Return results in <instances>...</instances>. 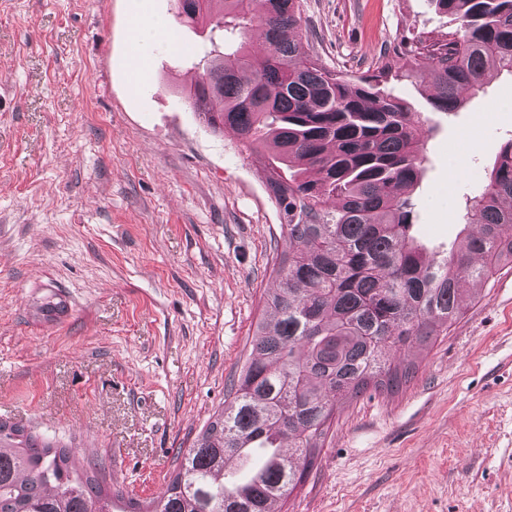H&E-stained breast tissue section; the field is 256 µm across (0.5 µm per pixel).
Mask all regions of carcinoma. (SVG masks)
<instances>
[{
    "mask_svg": "<svg viewBox=\"0 0 512 512\" xmlns=\"http://www.w3.org/2000/svg\"><path fill=\"white\" fill-rule=\"evenodd\" d=\"M459 28L418 37L402 64L346 79L310 54L299 0H183L185 21L219 41L187 98L215 131L233 128L264 166L283 210L278 286L264 302L251 353L164 494L128 512H274L305 482L335 403L394 392L416 372L392 365L427 349L460 317L463 286L512 264V139L463 221L476 228L434 258L408 231L426 118L393 80H429V103L455 112L491 70L512 74V0H433ZM260 27L265 51L251 52ZM244 448H273L259 481L237 494L224 468ZM114 500L67 445L0 420V512H112Z\"/></svg>",
    "mask_w": 512,
    "mask_h": 512,
    "instance_id": "1",
    "label": "carcinoma"
}]
</instances>
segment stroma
I'll use <instances>...</instances> for the list:
<instances>
[{
  "instance_id": "stroma-1",
  "label": "stroma",
  "mask_w": 512,
  "mask_h": 512,
  "mask_svg": "<svg viewBox=\"0 0 512 512\" xmlns=\"http://www.w3.org/2000/svg\"><path fill=\"white\" fill-rule=\"evenodd\" d=\"M300 3L315 51L350 78L449 27L431 0ZM140 4L180 46L152 39L135 89ZM210 37L175 0H0V420L59 439L140 500L229 403L289 246L262 165L185 97L198 70L184 48ZM394 91L428 119L410 234L447 255L512 139V75L451 114L410 82ZM59 300L66 314L45 319ZM409 356L398 392L337 405L283 512H512V266Z\"/></svg>"
}]
</instances>
